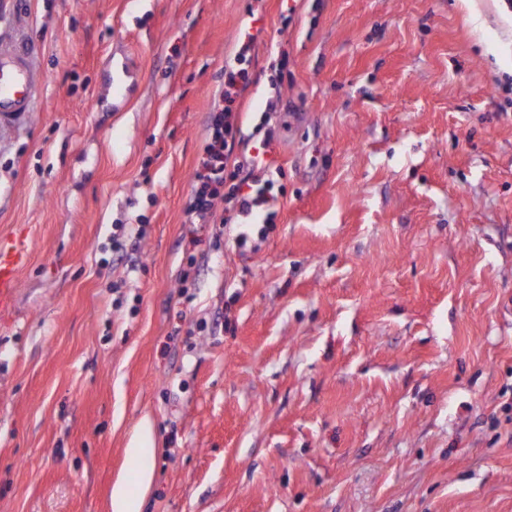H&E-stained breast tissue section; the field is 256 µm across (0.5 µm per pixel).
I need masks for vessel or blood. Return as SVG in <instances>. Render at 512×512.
Here are the masks:
<instances>
[{
	"label": "vessel or blood",
	"instance_id": "b4317fda",
	"mask_svg": "<svg viewBox=\"0 0 512 512\" xmlns=\"http://www.w3.org/2000/svg\"><path fill=\"white\" fill-rule=\"evenodd\" d=\"M43 76L31 55L22 47L0 43V126L17 121L32 111ZM131 84L126 64L112 65V97L125 100ZM29 260L27 238L17 234L0 239V317L11 313L18 290L19 275Z\"/></svg>",
	"mask_w": 512,
	"mask_h": 512
}]
</instances>
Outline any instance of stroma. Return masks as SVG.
I'll use <instances>...</instances> for the list:
<instances>
[{
	"label": "stroma",
	"instance_id": "35a3bbf8",
	"mask_svg": "<svg viewBox=\"0 0 512 512\" xmlns=\"http://www.w3.org/2000/svg\"><path fill=\"white\" fill-rule=\"evenodd\" d=\"M0 35L45 78L0 130V512H512V0H5ZM239 69L277 216L204 228ZM132 76L127 70L126 63L115 62L112 58V101H124L128 95V87ZM128 226L127 232L124 234V239H116L114 242V250L117 253H121L117 258L118 262H122L130 250L135 251L137 249L144 234L143 225L137 224ZM29 260L27 237L20 233L0 239V317L11 313L18 290L19 275ZM140 499L129 493L124 485H117L112 491L113 512H141Z\"/></svg>",
	"mask_w": 512,
	"mask_h": 512
}]
</instances>
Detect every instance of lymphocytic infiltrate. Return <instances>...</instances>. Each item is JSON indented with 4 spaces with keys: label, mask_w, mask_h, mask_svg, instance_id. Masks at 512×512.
I'll list each match as a JSON object with an SVG mask.
<instances>
[{
    "label": "lymphocytic infiltrate",
    "mask_w": 512,
    "mask_h": 512,
    "mask_svg": "<svg viewBox=\"0 0 512 512\" xmlns=\"http://www.w3.org/2000/svg\"><path fill=\"white\" fill-rule=\"evenodd\" d=\"M245 79V71L230 73L220 105L208 116L203 157L194 174V189L186 207L188 223H216L223 204L229 214L241 219L260 213L265 223L270 224L276 216L278 196L273 179L267 175L265 148L257 147L254 154L238 160L232 157L239 122L233 104L238 86ZM230 166L241 174L238 182L231 185L226 184L224 177Z\"/></svg>",
    "instance_id": "f902f5d3"
}]
</instances>
